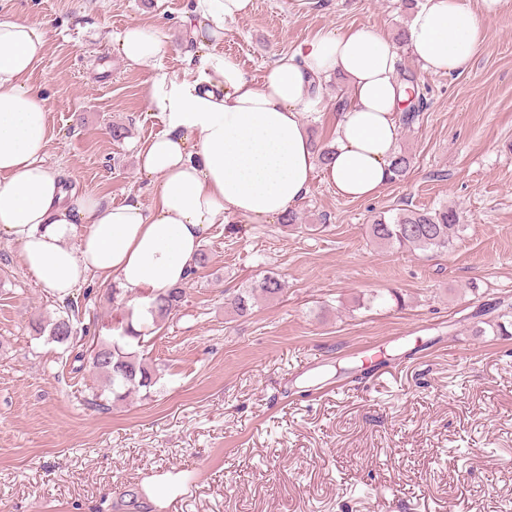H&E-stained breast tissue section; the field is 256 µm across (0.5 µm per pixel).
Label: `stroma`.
<instances>
[{
	"label": "stroma",
	"mask_w": 512,
	"mask_h": 512,
	"mask_svg": "<svg viewBox=\"0 0 512 512\" xmlns=\"http://www.w3.org/2000/svg\"><path fill=\"white\" fill-rule=\"evenodd\" d=\"M192 0H0V16L44 25L29 78L47 100L46 162L68 192L151 205L139 147L163 131L147 90L182 72ZM485 36L461 75L422 72L427 107L402 125L405 179L377 197H337L321 181L295 205L303 230L239 217L212 227L209 260L177 312L140 348L150 390L114 400L90 365L34 329L61 299L0 236V512H110L123 490L149 512H512V0H466ZM402 0H253L218 51L262 81L276 56L320 32L368 26L394 39ZM160 30L158 60L126 64L111 37ZM329 77L308 119L315 145L335 136ZM127 129L113 140L111 129ZM453 207L447 252L380 247L366 234L395 208ZM284 283L246 315L225 293L267 272ZM88 336L126 321L111 285L76 288Z\"/></svg>",
	"instance_id": "obj_1"
}]
</instances>
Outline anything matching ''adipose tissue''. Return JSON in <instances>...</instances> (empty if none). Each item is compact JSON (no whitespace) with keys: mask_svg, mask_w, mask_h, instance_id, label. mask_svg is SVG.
Here are the masks:
<instances>
[{"mask_svg":"<svg viewBox=\"0 0 512 512\" xmlns=\"http://www.w3.org/2000/svg\"><path fill=\"white\" fill-rule=\"evenodd\" d=\"M251 8L252 0H194L185 70L158 73L147 93L164 125L137 152L140 178L157 187L148 207L136 198L118 205L68 198L45 159L46 100L29 83L46 54V31L0 17V233L18 243L24 267L53 296L98 276L119 288L141 331L152 322V301L189 280L212 225L281 217L317 176L350 200L373 199L390 184L406 103L395 44L367 26L320 33L280 55L259 84L214 49L225 23ZM483 37L465 0H423L407 27L413 58L432 75L467 71ZM115 49L140 66L160 58L166 43L133 24ZM334 74L350 97L321 163L307 119Z\"/></svg>","mask_w":512,"mask_h":512,"instance_id":"1","label":"adipose tissue"}]
</instances>
